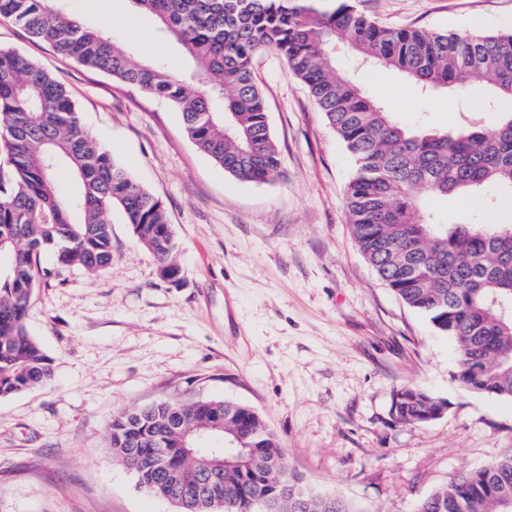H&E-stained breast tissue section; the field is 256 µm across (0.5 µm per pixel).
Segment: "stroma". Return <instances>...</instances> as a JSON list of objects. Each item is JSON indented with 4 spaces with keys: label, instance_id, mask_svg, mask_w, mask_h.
<instances>
[{
    "label": "stroma",
    "instance_id": "1",
    "mask_svg": "<svg viewBox=\"0 0 512 512\" xmlns=\"http://www.w3.org/2000/svg\"><path fill=\"white\" fill-rule=\"evenodd\" d=\"M386 27L512 31V0H350ZM138 56L182 74L179 47L155 23H129L127 0H67ZM0 46L53 71L95 140L165 207L177 282L112 210V268L42 272L27 328L52 359L49 384L0 399V512H177L147 493L109 449L112 417L158 402L222 400L254 409L276 435L284 468L316 492L364 512H415L456 472L512 449V401L475 394L456 377V343L379 279L356 245L345 195L353 160L284 56L253 61L284 177L225 176L187 137L166 102L91 71L0 23ZM366 93L409 127L455 128L483 114L474 82L462 103L427 98L397 73L356 68ZM446 223L512 222L495 189L428 197ZM446 400L440 417L406 424L396 391Z\"/></svg>",
    "mask_w": 512,
    "mask_h": 512
}]
</instances>
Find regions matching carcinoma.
Returning <instances> with one entry per match:
<instances>
[{"instance_id":"obj_1","label":"carcinoma","mask_w":512,"mask_h":512,"mask_svg":"<svg viewBox=\"0 0 512 512\" xmlns=\"http://www.w3.org/2000/svg\"><path fill=\"white\" fill-rule=\"evenodd\" d=\"M152 15L160 38H173L191 64L189 79L140 61L103 29L84 25L63 0H0V19L31 39L113 80L177 108L188 138L224 174L243 183L282 175L265 99L252 60L282 53L352 157L346 205L353 236L377 275L410 308L458 345L457 378L473 393L512 399V224H443L420 193L446 197L494 187L512 197V32L459 34L389 29L347 0H131ZM359 63L394 70L425 96L463 97L474 78L490 88L491 121L462 117L453 131L411 130L369 97L352 75H339L336 46ZM0 399L49 381L52 359L28 332L26 315L41 257L52 252L56 275L71 267L112 268V208L136 240L177 279L167 212L85 128L65 85L39 64L0 47ZM66 170L69 192H60ZM447 403L417 387L393 395L404 423L423 424ZM224 419L243 457L206 473L208 461L179 450L181 434ZM114 456L147 492L171 497L186 512H363L337 496L311 491L285 473L275 435L251 408L229 401L182 406L162 402L121 413L108 425ZM512 501V452L455 473L415 512H506Z\"/></svg>"}]
</instances>
